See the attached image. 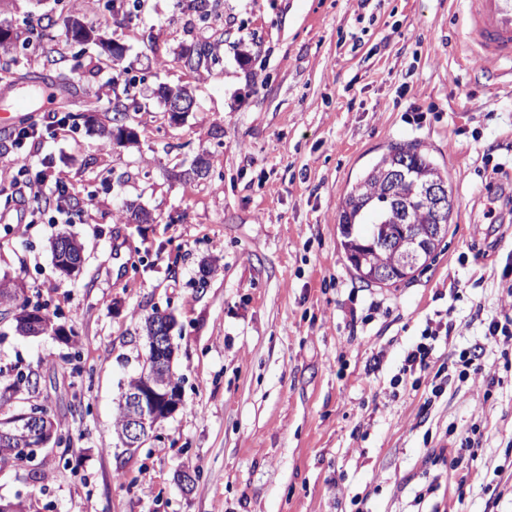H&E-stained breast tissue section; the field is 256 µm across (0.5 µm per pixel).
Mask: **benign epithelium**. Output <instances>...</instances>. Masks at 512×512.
Wrapping results in <instances>:
<instances>
[{"instance_id": "obj_1", "label": "benign epithelium", "mask_w": 512, "mask_h": 512, "mask_svg": "<svg viewBox=\"0 0 512 512\" xmlns=\"http://www.w3.org/2000/svg\"><path fill=\"white\" fill-rule=\"evenodd\" d=\"M167 112L174 118L190 112L195 100L175 88H168ZM176 323L161 314L148 336L149 356L145 357L139 383L127 392L129 410L125 419L123 441L127 448H139L150 438L162 417L173 416L182 405V392L166 371L167 355L174 348L172 331ZM52 419L25 408L10 423L0 426V442L22 457H37V450L48 447L55 439Z\"/></svg>"}]
</instances>
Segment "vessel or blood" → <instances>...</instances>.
Returning a JSON list of instances; mask_svg holds the SVG:
<instances>
[{
  "mask_svg": "<svg viewBox=\"0 0 512 512\" xmlns=\"http://www.w3.org/2000/svg\"><path fill=\"white\" fill-rule=\"evenodd\" d=\"M465 46L486 60L512 64V0H462Z\"/></svg>",
  "mask_w": 512,
  "mask_h": 512,
  "instance_id": "vessel-or-blood-1",
  "label": "vessel or blood"
}]
</instances>
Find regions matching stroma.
Instances as JSON below:
<instances>
[{
	"label": "stroma",
	"mask_w": 512,
	"mask_h": 512,
	"mask_svg": "<svg viewBox=\"0 0 512 512\" xmlns=\"http://www.w3.org/2000/svg\"><path fill=\"white\" fill-rule=\"evenodd\" d=\"M0 14L39 33L0 54V96L58 94L0 128V166L22 150L71 182L41 223L23 222V196L0 216V278L76 340L24 338L0 315V368L38 373L34 401L72 437L68 454L1 469L0 498L31 512H512V341L485 337L512 317V206L489 203L512 192V75L466 50L459 0H215L204 23L188 0H0ZM70 18L124 58L73 42ZM201 43L211 59L189 71L179 56ZM163 85L196 99L180 122ZM88 92L104 110L139 100L137 139H103ZM29 124L42 137L19 143ZM394 143L447 174L452 220L413 279L367 285L340 246L338 203ZM200 158L207 176L178 179ZM130 202L153 223H127ZM64 231L85 256L65 281L50 251ZM156 311L177 319L183 405L129 453L118 400ZM444 323L428 369L393 385ZM475 347L479 370L434 396L436 372ZM181 469L199 471L191 489Z\"/></svg>",
	"instance_id": "obj_1"
}]
</instances>
